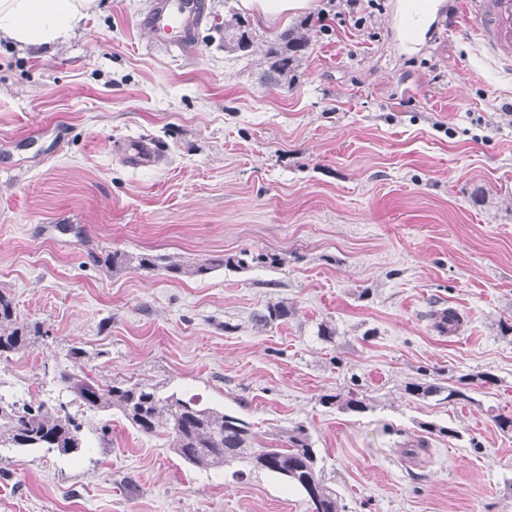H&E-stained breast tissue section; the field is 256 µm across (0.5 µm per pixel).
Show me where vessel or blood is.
<instances>
[{"instance_id": "vessel-or-blood-1", "label": "vessel or blood", "mask_w": 512, "mask_h": 512, "mask_svg": "<svg viewBox=\"0 0 512 512\" xmlns=\"http://www.w3.org/2000/svg\"><path fill=\"white\" fill-rule=\"evenodd\" d=\"M199 13V0H151L144 24L158 45L172 34L185 45ZM448 15L470 20L468 36L481 59L512 71V0H448Z\"/></svg>"}]
</instances>
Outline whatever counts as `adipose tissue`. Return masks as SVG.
Masks as SVG:
<instances>
[{
    "instance_id": "adipose-tissue-1",
    "label": "adipose tissue",
    "mask_w": 512,
    "mask_h": 512,
    "mask_svg": "<svg viewBox=\"0 0 512 512\" xmlns=\"http://www.w3.org/2000/svg\"><path fill=\"white\" fill-rule=\"evenodd\" d=\"M95 8L96 0H0V38L23 46H54Z\"/></svg>"
}]
</instances>
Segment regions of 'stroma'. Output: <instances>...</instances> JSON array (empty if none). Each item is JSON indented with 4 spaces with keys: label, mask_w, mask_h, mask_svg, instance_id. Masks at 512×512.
<instances>
[{
    "label": "stroma",
    "mask_w": 512,
    "mask_h": 512,
    "mask_svg": "<svg viewBox=\"0 0 512 512\" xmlns=\"http://www.w3.org/2000/svg\"><path fill=\"white\" fill-rule=\"evenodd\" d=\"M201 2L186 50L155 46L147 0H100L55 48L0 41V291L45 331L0 360V394L53 401L77 345L96 379L197 398L256 445L305 425L340 512H512V432L493 421L512 415V76L466 20L409 39L402 0L265 16ZM231 10L262 42L308 24L293 83L261 52H225ZM140 141L157 164L128 156ZM112 250L283 263L114 276L90 259ZM276 301L288 322L256 323ZM448 308L462 323L444 334ZM423 373L474 375L469 401L409 400ZM352 389L371 410L320 402ZM81 418L110 434L78 457L0 453V512H311L272 474L190 465L116 413Z\"/></svg>",
    "instance_id": "obj_1"
}]
</instances>
